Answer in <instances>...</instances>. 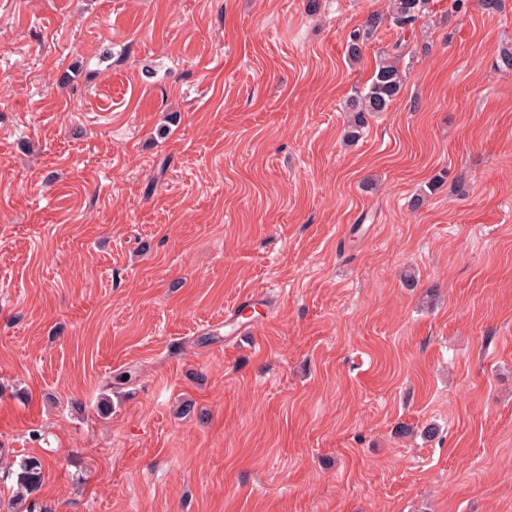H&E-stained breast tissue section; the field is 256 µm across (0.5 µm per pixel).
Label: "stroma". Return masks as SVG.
<instances>
[{
	"instance_id": "35a3bbf8",
	"label": "stroma",
	"mask_w": 512,
	"mask_h": 512,
	"mask_svg": "<svg viewBox=\"0 0 512 512\" xmlns=\"http://www.w3.org/2000/svg\"><path fill=\"white\" fill-rule=\"evenodd\" d=\"M387 4L0 0V512H512V0ZM430 0H390L387 14L373 13L369 15L361 28L349 35L346 46L348 58L359 59L364 44L374 37L378 30L390 24L396 29L405 30L425 13ZM405 47L397 40L391 50L385 54L388 57L380 59L376 65L371 83L363 90H355L345 103V111L349 115V123L345 133L346 141L351 143L358 140L361 132L368 124V118L380 112L388 111L393 101L398 97L403 86V75L396 63L403 55ZM391 52V53H390ZM394 55V56H390ZM255 306L270 307V297L266 291H253L241 299L238 304L224 309V327L230 329L228 336L236 338L243 334H255L258 327L256 324H244L240 321L243 312ZM20 471L16 474L17 486L22 492H33L42 482L43 464L36 458L23 460L20 465Z\"/></svg>"
}]
</instances>
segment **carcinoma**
<instances>
[{
	"label": "carcinoma",
	"instance_id": "cac0c4a2",
	"mask_svg": "<svg viewBox=\"0 0 512 512\" xmlns=\"http://www.w3.org/2000/svg\"><path fill=\"white\" fill-rule=\"evenodd\" d=\"M429 0H390L387 14L373 13L364 25L349 35L346 46L348 57L358 59L362 56L364 44L374 37L378 30L387 24L397 29H406L425 13ZM404 46L396 41L391 47V56L385 57L376 65L371 83L368 87L357 90L345 103L349 123L345 133L346 141L351 143L361 136L368 124V118L380 112H386L398 97L403 86V75L396 60L403 55ZM43 464L36 458H28L20 463L16 474L20 490L33 492L42 482Z\"/></svg>",
	"mask_w": 512,
	"mask_h": 512
}]
</instances>
